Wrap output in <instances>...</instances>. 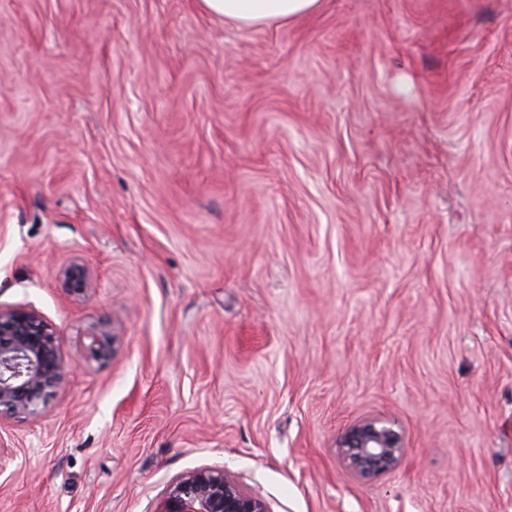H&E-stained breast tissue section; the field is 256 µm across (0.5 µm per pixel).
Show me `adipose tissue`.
Instances as JSON below:
<instances>
[{
    "instance_id": "ef3b65f1",
    "label": "adipose tissue",
    "mask_w": 512,
    "mask_h": 512,
    "mask_svg": "<svg viewBox=\"0 0 512 512\" xmlns=\"http://www.w3.org/2000/svg\"><path fill=\"white\" fill-rule=\"evenodd\" d=\"M209 15L224 17L244 25L287 23L315 13L320 0H199Z\"/></svg>"
}]
</instances>
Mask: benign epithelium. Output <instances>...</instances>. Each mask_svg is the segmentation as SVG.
Instances as JSON below:
<instances>
[{"instance_id": "obj_1", "label": "benign epithelium", "mask_w": 512, "mask_h": 512, "mask_svg": "<svg viewBox=\"0 0 512 512\" xmlns=\"http://www.w3.org/2000/svg\"><path fill=\"white\" fill-rule=\"evenodd\" d=\"M71 296L94 290L89 269L73 262L60 273ZM90 357L108 362L121 337L112 327L88 334ZM73 368L61 353L53 324L29 307L0 308V412L36 417L70 381ZM342 462L360 476H376L395 469L403 454L400 434L379 421L352 427L340 445ZM156 512H268L266 504L246 493L220 469H199L179 477Z\"/></svg>"}]
</instances>
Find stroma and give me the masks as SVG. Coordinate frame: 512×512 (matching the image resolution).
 I'll return each mask as SVG.
<instances>
[{"label": "stroma", "instance_id": "obj_1", "mask_svg": "<svg viewBox=\"0 0 512 512\" xmlns=\"http://www.w3.org/2000/svg\"><path fill=\"white\" fill-rule=\"evenodd\" d=\"M18 306L75 370L0 419V512H156L202 468L268 512H512V0H0ZM370 419L404 453L364 478ZM321 0H199L208 15L224 17L244 25L291 22L315 13ZM60 280L63 288L71 296H85L94 290V278L89 269L77 262L62 269ZM90 357L97 362H108L115 356L121 336H117L112 326L93 328L88 334ZM340 454L345 467L355 474H384L398 466L403 454L402 438L391 426L363 421L345 434Z\"/></svg>", "mask_w": 512, "mask_h": 512}]
</instances>
